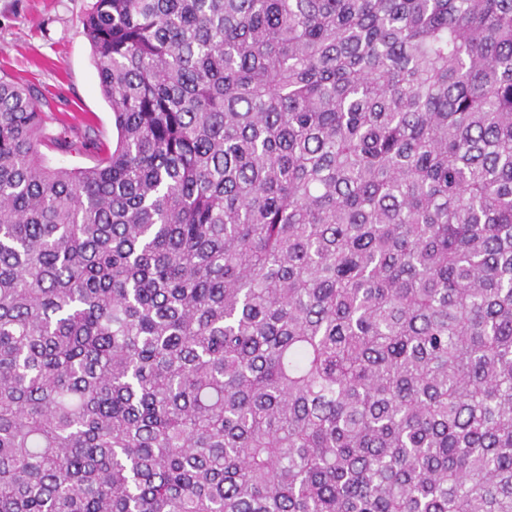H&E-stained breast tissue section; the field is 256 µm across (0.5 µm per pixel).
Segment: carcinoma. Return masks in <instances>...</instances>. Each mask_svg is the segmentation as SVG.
<instances>
[{"label": "carcinoma", "instance_id": "obj_1", "mask_svg": "<svg viewBox=\"0 0 512 512\" xmlns=\"http://www.w3.org/2000/svg\"><path fill=\"white\" fill-rule=\"evenodd\" d=\"M118 130L0 77V512H512V0H95ZM39 150L44 158L55 167L81 168L92 166L95 163V156L89 150H61L45 140L39 146Z\"/></svg>", "mask_w": 512, "mask_h": 512}]
</instances>
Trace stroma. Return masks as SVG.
Here are the masks:
<instances>
[{"mask_svg":"<svg viewBox=\"0 0 512 512\" xmlns=\"http://www.w3.org/2000/svg\"><path fill=\"white\" fill-rule=\"evenodd\" d=\"M93 0H0V76L40 93L46 131L112 146L116 133L83 19Z\"/></svg>","mask_w":512,"mask_h":512,"instance_id":"1","label":"stroma"}]
</instances>
